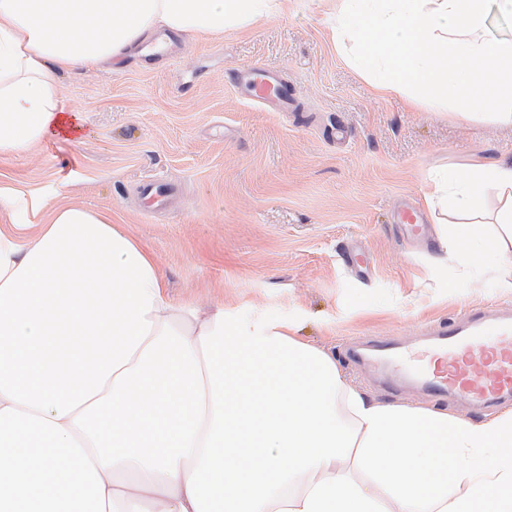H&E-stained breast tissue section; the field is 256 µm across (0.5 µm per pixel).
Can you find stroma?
<instances>
[{
  "label": "stroma",
  "instance_id": "1",
  "mask_svg": "<svg viewBox=\"0 0 512 512\" xmlns=\"http://www.w3.org/2000/svg\"><path fill=\"white\" fill-rule=\"evenodd\" d=\"M329 7L290 0L286 15L244 30L175 38L168 56L61 74L75 131L0 158V182L111 213L175 304L284 321L334 352L362 336L411 342L461 310L512 305L495 273L464 279L436 238L413 243L392 220L410 196L436 228L429 175L511 159L512 129L378 96L330 42ZM256 63L282 69L294 111L237 95L230 70ZM145 180L174 188L152 214ZM346 375L379 401L431 405L386 391L372 369Z\"/></svg>",
  "mask_w": 512,
  "mask_h": 512
}]
</instances>
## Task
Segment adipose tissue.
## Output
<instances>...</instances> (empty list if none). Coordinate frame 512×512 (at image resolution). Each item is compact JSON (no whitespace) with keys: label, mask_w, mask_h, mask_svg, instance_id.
I'll return each instance as SVG.
<instances>
[{"label":"adipose tissue","mask_w":512,"mask_h":512,"mask_svg":"<svg viewBox=\"0 0 512 512\" xmlns=\"http://www.w3.org/2000/svg\"><path fill=\"white\" fill-rule=\"evenodd\" d=\"M512 0H336L330 39L388 97L512 126ZM288 0H0V157L70 120L61 73L165 34L220 36ZM493 233L480 219L487 190ZM442 250L512 263V159L426 183ZM0 512H512V410L386 404L281 321L184 310L111 216L0 185ZM508 35H512V18L503 17L494 7L490 8L486 25L487 38L494 40Z\"/></svg>","instance_id":"ef3b65f1"}]
</instances>
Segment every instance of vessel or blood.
Listing matches in <instances>:
<instances>
[{"mask_svg": "<svg viewBox=\"0 0 512 512\" xmlns=\"http://www.w3.org/2000/svg\"><path fill=\"white\" fill-rule=\"evenodd\" d=\"M230 78L243 99L271 112L291 111L294 88L281 69H235ZM395 219L410 236L428 234L413 205H402ZM346 356L387 369L396 387L414 384L436 400L456 397L477 409L499 406L512 402V309L479 307L439 324L416 344L369 340L348 348Z\"/></svg>", "mask_w": 512, "mask_h": 512, "instance_id": "b4317fda", "label": "vessel or blood"}]
</instances>
